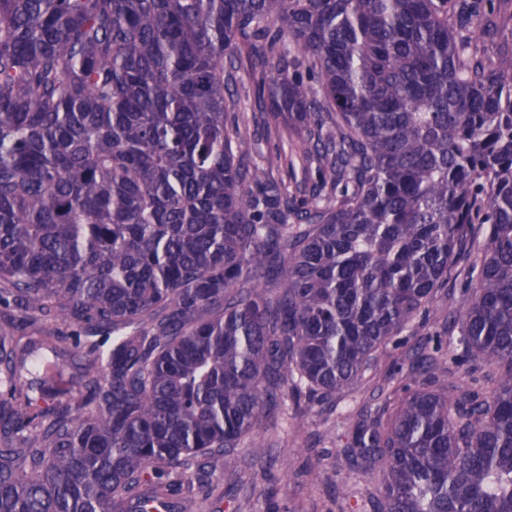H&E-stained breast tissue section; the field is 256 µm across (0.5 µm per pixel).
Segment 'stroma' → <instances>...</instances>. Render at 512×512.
<instances>
[{"instance_id":"stroma-1","label":"stroma","mask_w":512,"mask_h":512,"mask_svg":"<svg viewBox=\"0 0 512 512\" xmlns=\"http://www.w3.org/2000/svg\"><path fill=\"white\" fill-rule=\"evenodd\" d=\"M238 49V107L253 113L261 106L258 82L264 67L249 56L246 41H239ZM300 144L294 129L283 127L271 135L256 132L250 162L273 176L289 175L297 182H306L312 172L303 163H296L291 172L275 163L277 153L291 152ZM483 235V227H474L427 314L417 316L409 328L381 348L374 365L360 380L337 400L305 408L301 432L290 430L288 410L271 406L250 441L230 454L212 458L215 487L200 512H371L368 494L378 487L379 475L352 467L327 435L332 431L348 434L357 412L374 404L378 392L399 399L406 377L404 368L421 352L426 336L441 335L440 359L455 351L457 331L452 322L463 311L471 286L469 270L482 259Z\"/></svg>"}]
</instances>
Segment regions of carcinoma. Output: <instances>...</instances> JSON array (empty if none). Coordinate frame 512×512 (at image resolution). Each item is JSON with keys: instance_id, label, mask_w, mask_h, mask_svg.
Listing matches in <instances>:
<instances>
[{"instance_id": "obj_1", "label": "carcinoma", "mask_w": 512, "mask_h": 512, "mask_svg": "<svg viewBox=\"0 0 512 512\" xmlns=\"http://www.w3.org/2000/svg\"><path fill=\"white\" fill-rule=\"evenodd\" d=\"M506 19L512 0H0V512H196L208 460L269 403L297 432L342 396L475 224L453 361L495 388L427 354L344 454L383 476L372 512H512ZM240 38L273 63L258 116ZM283 121L317 172L293 191L249 164L250 126ZM238 50L241 51L238 60L235 83L238 88V108L245 111L249 116L253 112H260V102L258 95V82L262 72L268 71L269 65H261L255 58L248 54L249 46L246 41L238 40Z\"/></svg>"}]
</instances>
